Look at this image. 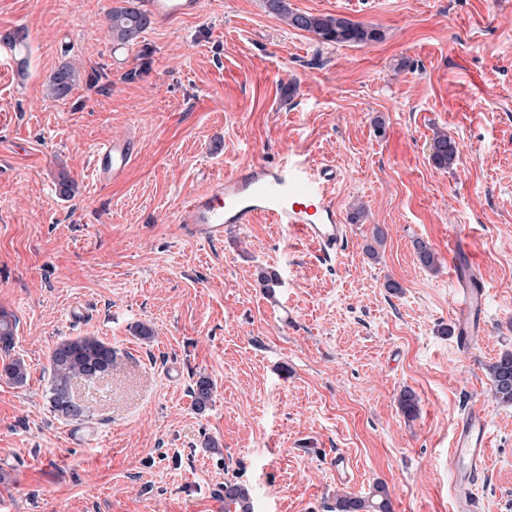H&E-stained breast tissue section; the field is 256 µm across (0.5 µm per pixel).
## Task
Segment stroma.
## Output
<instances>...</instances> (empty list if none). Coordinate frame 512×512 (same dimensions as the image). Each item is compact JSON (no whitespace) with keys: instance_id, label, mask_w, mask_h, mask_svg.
<instances>
[{"instance_id":"stroma-1","label":"stroma","mask_w":512,"mask_h":512,"mask_svg":"<svg viewBox=\"0 0 512 512\" xmlns=\"http://www.w3.org/2000/svg\"><path fill=\"white\" fill-rule=\"evenodd\" d=\"M116 4L0 0V34L26 36L0 66V308L28 369L22 386L0 376V512H224L228 481L249 487L254 512H329L336 492L378 482L394 512H451L448 450L473 402L490 433L476 512H512V404L487 372L512 351V0H288L379 27L365 46L321 43L264 0H201L119 65ZM64 62L82 79L58 103L46 85ZM441 133L459 148L448 169L430 158ZM123 135L138 156L100 184L93 152ZM291 159L337 169L327 193L343 218L364 207L335 259L262 218L213 244L176 224L191 193ZM452 225L488 289L471 350L450 331ZM263 268L280 276L274 291ZM78 336L114 353L107 376L74 386L91 406L84 428L104 435L92 448L49 403L50 351ZM202 377L215 389L199 411Z\"/></svg>"}]
</instances>
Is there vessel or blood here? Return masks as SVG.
<instances>
[{"mask_svg":"<svg viewBox=\"0 0 512 512\" xmlns=\"http://www.w3.org/2000/svg\"><path fill=\"white\" fill-rule=\"evenodd\" d=\"M143 7L155 22L167 23L195 14L200 0H143ZM135 155L136 142L129 137L100 145L94 152L99 181L122 178ZM335 178L331 168L313 169L294 161L272 167L244 166L190 195L178 212L177 222L186 236L217 242L228 229L246 227L263 216L312 241L323 255H335L349 238L347 225L325 191L326 183ZM468 270V277L456 286L452 306L456 339L464 348L480 329L486 301L478 263H470ZM489 439L485 409L469 406L456 422L448 451L452 512H474L475 486L484 469Z\"/></svg>","mask_w":512,"mask_h":512,"instance_id":"vessel-or-blood-1","label":"vessel or blood"}]
</instances>
